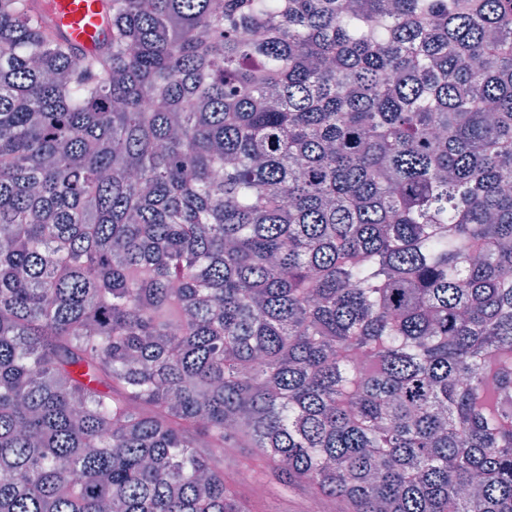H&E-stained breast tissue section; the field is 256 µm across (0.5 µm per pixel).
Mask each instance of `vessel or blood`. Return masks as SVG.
Returning <instances> with one entry per match:
<instances>
[{
  "instance_id": "b4317fda",
  "label": "vessel or blood",
  "mask_w": 512,
  "mask_h": 512,
  "mask_svg": "<svg viewBox=\"0 0 512 512\" xmlns=\"http://www.w3.org/2000/svg\"><path fill=\"white\" fill-rule=\"evenodd\" d=\"M40 6L80 52L98 51L110 38L103 0H40Z\"/></svg>"
}]
</instances>
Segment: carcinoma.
Returning a JSON list of instances; mask_svg holds the SVG:
<instances>
[{
  "mask_svg": "<svg viewBox=\"0 0 512 512\" xmlns=\"http://www.w3.org/2000/svg\"><path fill=\"white\" fill-rule=\"evenodd\" d=\"M0 0V512H512V0ZM105 0H40L45 16L81 53L96 52L110 39ZM259 452L255 448L224 449V483L235 490L244 501L249 512H340L345 504L336 505L329 499L310 495L297 489L285 491L277 483L271 486L266 496L252 497L241 485L239 472L245 464H260Z\"/></svg>",
  "mask_w": 512,
  "mask_h": 512,
  "instance_id": "1",
  "label": "carcinoma"
}]
</instances>
